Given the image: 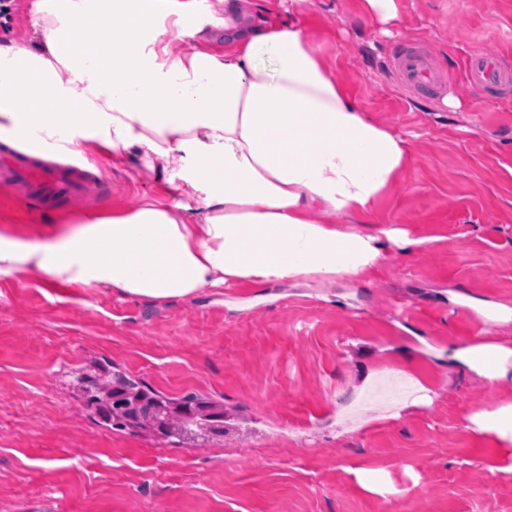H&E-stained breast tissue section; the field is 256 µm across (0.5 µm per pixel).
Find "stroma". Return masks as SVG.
Masks as SVG:
<instances>
[{"mask_svg":"<svg viewBox=\"0 0 512 512\" xmlns=\"http://www.w3.org/2000/svg\"><path fill=\"white\" fill-rule=\"evenodd\" d=\"M255 20L294 15L317 52L413 156L371 208L367 233L399 228L434 243L392 250L366 278L205 290L154 304L0 277V512H512V474L491 473L492 442L469 418L512 400L451 366L454 348L512 308V79L483 91L474 54L512 76V0H406L393 36L359 0H249ZM420 47L441 75L421 90L394 67ZM457 98L456 111L442 100ZM101 187L45 224L135 205L148 178L95 162ZM112 362L172 397L224 405L223 436L175 446L115 431L75 377ZM384 485L366 491L355 468Z\"/></svg>","mask_w":512,"mask_h":512,"instance_id":"stroma-1","label":"stroma"}]
</instances>
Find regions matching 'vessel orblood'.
Here are the masks:
<instances>
[{
  "mask_svg": "<svg viewBox=\"0 0 512 512\" xmlns=\"http://www.w3.org/2000/svg\"><path fill=\"white\" fill-rule=\"evenodd\" d=\"M396 66L410 85L425 87L439 80L427 57L412 49L398 50ZM466 76L479 88L496 86L506 78L495 60L480 55L468 59ZM97 179L75 157L61 164L28 165L20 163L15 152L0 149V208H15L25 221L36 219L46 203L67 205Z\"/></svg>",
  "mask_w": 512,
  "mask_h": 512,
  "instance_id": "b4317fda",
  "label": "vessel or blood"
}]
</instances>
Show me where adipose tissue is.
<instances>
[{"label":"adipose tissue","mask_w":512,"mask_h":512,"mask_svg":"<svg viewBox=\"0 0 512 512\" xmlns=\"http://www.w3.org/2000/svg\"><path fill=\"white\" fill-rule=\"evenodd\" d=\"M191 0H31L28 31L0 27V141L90 151L149 174L132 207L19 232L0 227V276L123 299L190 301L204 289L358 277L427 241L367 223L396 186L410 139L339 81L297 17L256 26L224 7V47L188 23ZM179 30L171 50L165 23ZM323 221H313L314 212ZM454 360L512 383V341L480 336ZM512 473V402L471 416Z\"/></svg>","instance_id":"1"}]
</instances>
